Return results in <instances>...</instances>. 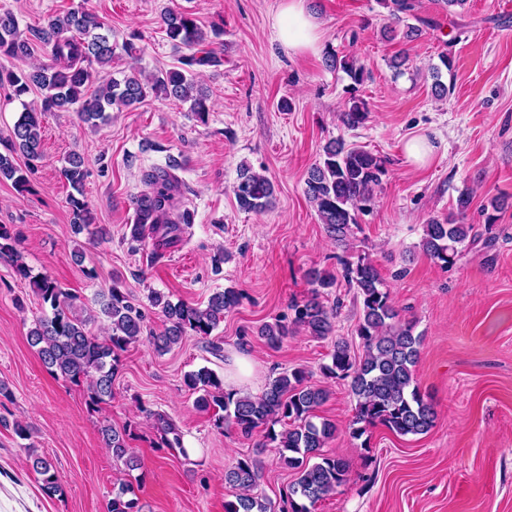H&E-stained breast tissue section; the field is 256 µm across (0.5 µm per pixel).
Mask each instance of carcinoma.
<instances>
[{"instance_id": "carcinoma-1", "label": "carcinoma", "mask_w": 512, "mask_h": 512, "mask_svg": "<svg viewBox=\"0 0 512 512\" xmlns=\"http://www.w3.org/2000/svg\"><path fill=\"white\" fill-rule=\"evenodd\" d=\"M390 9L396 23H404L402 38L411 41L421 29L406 22L413 16V0H381ZM162 26L173 47L192 49L206 40L194 14L186 10L167 9L161 14ZM105 24L90 11H73L48 18L45 26L33 31V37L50 48L51 63L32 65L29 69H0V87L11 90L20 100L34 89L43 93L41 108H24L7 139L6 152H0V179L11 180L19 191L30 187L29 174L34 162L42 157V115L46 112L67 111L80 104L81 120L97 128L109 119L113 107H131L141 103L148 93L165 99L190 103V111L200 122H207L210 112L208 95L197 86L192 65L214 63L216 56L194 55L185 58V69H168L143 79L136 72L112 73L114 47ZM31 37V38H33ZM31 38L22 33L15 17L0 13V55L23 60L31 54ZM442 67L452 70L449 54L440 56ZM328 68L344 72L353 82L350 97L340 114L341 123L355 129L368 118L364 99L356 95L357 86L364 82V69L346 55L330 53L325 58ZM440 67V68H442ZM440 68H429L435 78L434 95L444 98L450 88L438 80ZM98 86L84 97V89L92 82ZM21 153L27 165L15 164L13 154ZM177 160L168 161L167 168L153 169L143 174L146 189L133 198L134 221L130 226L133 242L159 239L162 245L178 240L180 225L193 223V213L185 209L171 218L172 190L178 183L174 171ZM63 178L73 189L68 205L73 224L83 230L91 226L94 217L83 194L88 171L83 160L71 156L61 170ZM386 175V160L361 147H349L342 139L329 141L323 148L322 159L307 172L305 195L313 205L329 237L342 246L359 226V215L374 204L376 189ZM237 206L245 212L266 210L275 199V186L266 175L247 165L240 167L233 187ZM471 196L464 192L457 199L456 217L439 220L431 218L424 227L421 240L423 252L443 268H451L460 259L461 246L476 240L474 225L465 223ZM12 259L17 273L30 278L32 292L51 308V314L33 322L28 333L31 346L37 348L41 361L53 374L74 383L87 382L88 405L99 407L112 398V384L119 365L120 353L141 337H146L153 349L164 354L177 346L191 331L207 338L224 321V313L237 307L240 293L226 288L210 296L205 306L176 303L169 296L154 292L151 307L161 313L166 327L155 334L147 331L146 314L133 297L118 287L102 295L99 312L78 308V296L61 288L52 278L43 275L29 277L17 249L15 236L5 224H0V257ZM344 278L357 289L362 308L357 336L362 354H351L348 342L338 340L330 354V363L323 374L331 379L348 381L355 399V413L350 434L358 439L378 425L399 435L427 433L436 420L434 405L425 399L415 378L414 367L419 359L422 336L415 333V323L403 320L395 309L383 279L374 264L365 258L355 262L341 261ZM316 290L311 296L290 304L292 324L303 328L316 338H325L334 331L336 310L327 308L320 300V289L332 288L336 277L314 269L308 273ZM108 322V336L100 339L90 332V325L99 317ZM265 342L276 347L288 335V324L278 320L263 325L257 332ZM308 372L294 368L272 379L261 394L253 396L227 392L223 381L207 367L189 372L186 386L199 393L197 406L206 411L218 408L224 415L218 427H234L244 437L260 429L263 441L255 445L253 454L238 459L224 475L227 484L236 490L235 500L225 503V512H311L310 507L334 493L346 483L349 466L343 460L323 454L326 443L335 436L336 424L316 421L317 408L326 401L325 389L307 383ZM153 419L159 445L178 448L182 433L166 415L147 411ZM287 424L276 431L275 426ZM104 446L112 456L123 461L126 469H140L139 459L130 452L125 429L110 424L100 427ZM279 449L282 464L296 472L289 485L280 510L256 493L264 475L260 455L263 449ZM32 469L41 483L43 493L52 497L61 492L51 460L32 453ZM108 512H141L133 482H123L113 488Z\"/></svg>"}]
</instances>
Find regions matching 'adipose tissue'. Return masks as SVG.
Instances as JSON below:
<instances>
[{"mask_svg": "<svg viewBox=\"0 0 512 512\" xmlns=\"http://www.w3.org/2000/svg\"><path fill=\"white\" fill-rule=\"evenodd\" d=\"M275 40L289 53L318 51L322 33L305 0H283L273 21Z\"/></svg>", "mask_w": 512, "mask_h": 512, "instance_id": "1", "label": "adipose tissue"}]
</instances>
